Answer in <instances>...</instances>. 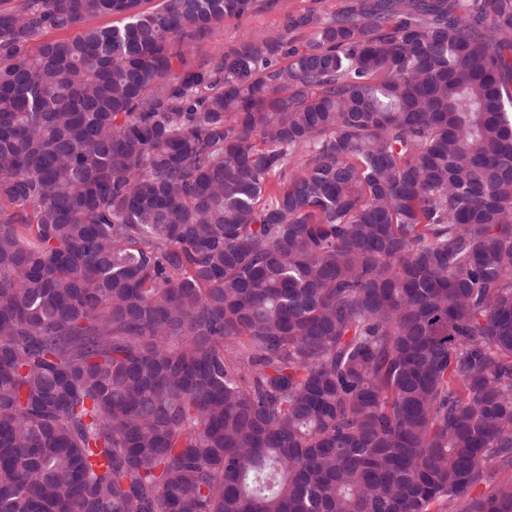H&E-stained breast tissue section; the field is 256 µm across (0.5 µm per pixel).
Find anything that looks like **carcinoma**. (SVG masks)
<instances>
[{
  "label": "carcinoma",
  "mask_w": 512,
  "mask_h": 512,
  "mask_svg": "<svg viewBox=\"0 0 512 512\" xmlns=\"http://www.w3.org/2000/svg\"><path fill=\"white\" fill-rule=\"evenodd\" d=\"M150 2L0 10V512H512V0ZM280 11L266 8L253 15L237 20H224L213 26L209 34L196 43V52L200 57L212 53L218 46L229 45L242 36L263 38L276 32L280 24Z\"/></svg>",
  "instance_id": "1"
}]
</instances>
